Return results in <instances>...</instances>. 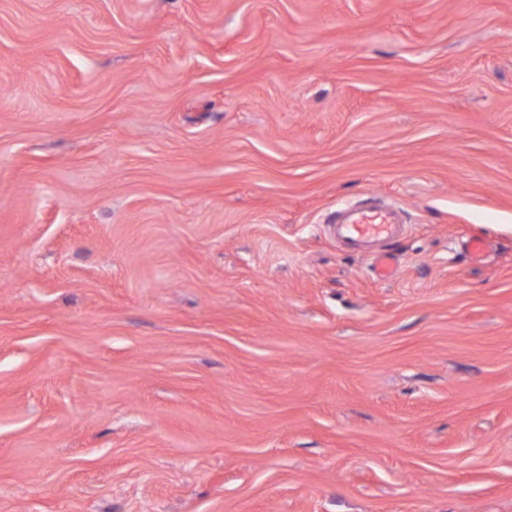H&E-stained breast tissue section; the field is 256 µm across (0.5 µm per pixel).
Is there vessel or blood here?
<instances>
[{
	"label": "vessel or blood",
	"mask_w": 512,
	"mask_h": 512,
	"mask_svg": "<svg viewBox=\"0 0 512 512\" xmlns=\"http://www.w3.org/2000/svg\"><path fill=\"white\" fill-rule=\"evenodd\" d=\"M333 222L343 242L357 248L377 239L392 237L403 217L399 208L390 203L371 207L354 204L337 208Z\"/></svg>",
	"instance_id": "vessel-or-blood-1"
}]
</instances>
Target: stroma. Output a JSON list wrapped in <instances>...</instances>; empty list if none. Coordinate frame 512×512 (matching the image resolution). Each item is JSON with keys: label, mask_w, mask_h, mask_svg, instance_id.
Wrapping results in <instances>:
<instances>
[{"label": "stroma", "mask_w": 512, "mask_h": 512, "mask_svg": "<svg viewBox=\"0 0 512 512\" xmlns=\"http://www.w3.org/2000/svg\"><path fill=\"white\" fill-rule=\"evenodd\" d=\"M0 512H512V0H0ZM332 224H335L338 236L352 248L381 239L390 238L394 229L403 224L399 208L390 203L371 207L346 205L336 209Z\"/></svg>", "instance_id": "1"}]
</instances>
